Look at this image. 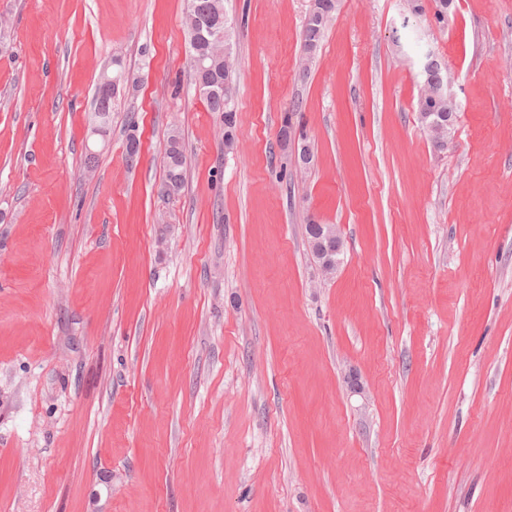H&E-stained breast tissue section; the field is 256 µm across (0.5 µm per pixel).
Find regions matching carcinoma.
Masks as SVG:
<instances>
[{
    "instance_id": "carcinoma-1",
    "label": "carcinoma",
    "mask_w": 512,
    "mask_h": 512,
    "mask_svg": "<svg viewBox=\"0 0 512 512\" xmlns=\"http://www.w3.org/2000/svg\"><path fill=\"white\" fill-rule=\"evenodd\" d=\"M211 0H187L184 15V27L190 52L202 57V67L194 71V85L199 97L202 98L212 112H220L224 119V144L228 147L235 143L237 114L233 103L224 97V84L229 73L224 69V44L215 41L217 30L224 28V23L211 21L200 28V19L207 16ZM326 25H316L306 21L302 31V50L315 54ZM115 95L101 90L96 86L95 106L92 119L110 125L112 121V102ZM456 110V103L448 96H437L433 99L419 97L417 112L423 125H428L433 114ZM164 187L168 194L178 195L182 192L186 180V155L183 139L178 130H172L166 140L164 157Z\"/></svg>"
}]
</instances>
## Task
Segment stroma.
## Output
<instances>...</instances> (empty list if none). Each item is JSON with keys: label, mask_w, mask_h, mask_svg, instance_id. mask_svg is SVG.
<instances>
[{"label": "stroma", "mask_w": 512, "mask_h": 512, "mask_svg": "<svg viewBox=\"0 0 512 512\" xmlns=\"http://www.w3.org/2000/svg\"><path fill=\"white\" fill-rule=\"evenodd\" d=\"M312 5L224 0L228 147L185 0H0V512H512V0H336L304 75ZM311 217L343 242L329 278ZM104 77L105 74L102 70L98 85L96 86L95 90V106L91 121L92 125L94 124L95 119L102 121L105 123V128H108L112 121V102L117 92H112L111 95L101 90V84L104 80ZM97 113L100 114V116L97 115ZM448 109L456 112L457 106L456 103L453 102L446 94L443 96H437L434 99H428L423 96L420 97V95L418 97L417 112H419L422 124L425 126L426 130L432 137L435 146L438 148H443L445 146L449 130L453 125V115L448 112ZM437 112H447L448 114ZM431 113H437L431 123V129L436 133L429 129L428 124L430 123V119L434 116ZM445 131L447 132L442 134ZM163 166L166 192L170 195L180 194L186 180V155L183 139L176 129H173L167 137Z\"/></svg>", "instance_id": "obj_1"}]
</instances>
